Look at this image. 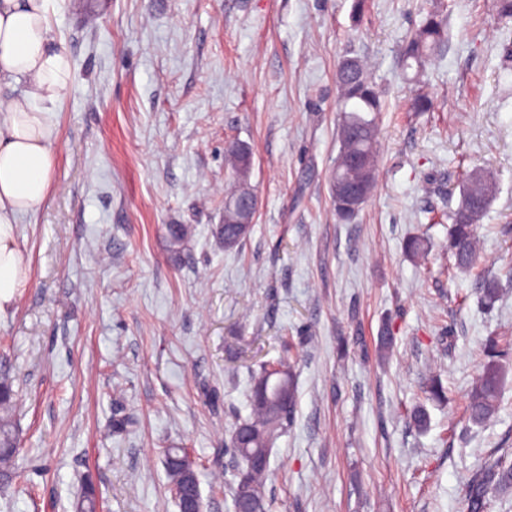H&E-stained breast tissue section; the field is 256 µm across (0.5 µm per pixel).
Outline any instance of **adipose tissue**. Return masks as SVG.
Wrapping results in <instances>:
<instances>
[{
  "mask_svg": "<svg viewBox=\"0 0 512 512\" xmlns=\"http://www.w3.org/2000/svg\"><path fill=\"white\" fill-rule=\"evenodd\" d=\"M53 0H0V314L26 282L28 258L17 243L20 216L45 200L56 161L55 110L70 79L69 59L51 23Z\"/></svg>",
  "mask_w": 512,
  "mask_h": 512,
  "instance_id": "1",
  "label": "adipose tissue"
}]
</instances>
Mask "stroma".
I'll return each instance as SVG.
<instances>
[{
	"instance_id": "stroma-1",
	"label": "stroma",
	"mask_w": 512,
	"mask_h": 512,
	"mask_svg": "<svg viewBox=\"0 0 512 512\" xmlns=\"http://www.w3.org/2000/svg\"><path fill=\"white\" fill-rule=\"evenodd\" d=\"M443 2L448 41L417 73L402 45L431 0H57L71 76L49 193L17 226L26 285L0 316L20 438L0 512H75L87 479L100 512H179L169 448L190 453L204 512H232L229 433L250 369L281 358L297 402L271 512H465L468 483L512 464V19ZM353 56L383 109L377 185L346 224L329 177ZM419 91L433 111H410ZM232 142L258 208L228 250ZM478 169L496 192L481 262L459 271L448 213ZM172 224L192 228L176 255ZM421 235L429 253L407 255ZM492 359L499 409L476 425L467 394ZM432 377L447 399L420 430L406 416Z\"/></svg>"
}]
</instances>
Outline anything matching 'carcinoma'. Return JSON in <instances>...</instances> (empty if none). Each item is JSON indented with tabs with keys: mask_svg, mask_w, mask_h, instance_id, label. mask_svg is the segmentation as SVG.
<instances>
[{
	"mask_svg": "<svg viewBox=\"0 0 512 512\" xmlns=\"http://www.w3.org/2000/svg\"><path fill=\"white\" fill-rule=\"evenodd\" d=\"M448 40L447 23L439 10H430L420 26L407 40L403 50L405 66L422 69L434 51ZM340 91L338 131L340 151L331 170L330 184L336 216L353 220L364 203L352 205L336 193V181L362 182L372 192L378 172L379 129L377 113L381 111L379 93L367 74L366 66L358 59L342 60L336 69ZM356 155L364 157L358 169L352 165ZM234 189L224 200V247L241 244L251 229L245 223L240 202L246 196L257 197L249 183L251 163L245 161L231 145L227 149ZM494 182L490 175L476 172L463 189L458 208L448 214L451 220L450 247L456 265L470 270L479 264L477 229L481 217L490 205ZM505 375L503 366L491 361L474 378L468 393L467 414L474 424L489 420L498 410V396ZM13 390L5 377L0 379V479L13 474L17 451L12 418ZM296 404V389L288 362L264 364L254 377L250 397V412L236 421L230 435L229 448L239 459L240 466L233 478L226 482L232 508L238 510L246 501L259 512H266L265 488L269 477L271 445L290 421ZM189 455L183 448H168L164 466L172 487L188 492L202 502L197 475L188 463ZM512 485V468L494 465L485 468L468 485L467 512H484L485 497L493 485ZM99 502L96 490L88 485L78 503V512H96Z\"/></svg>",
	"mask_w": 512,
	"mask_h": 512,
	"instance_id": "carcinoma-1",
	"label": "carcinoma"
}]
</instances>
